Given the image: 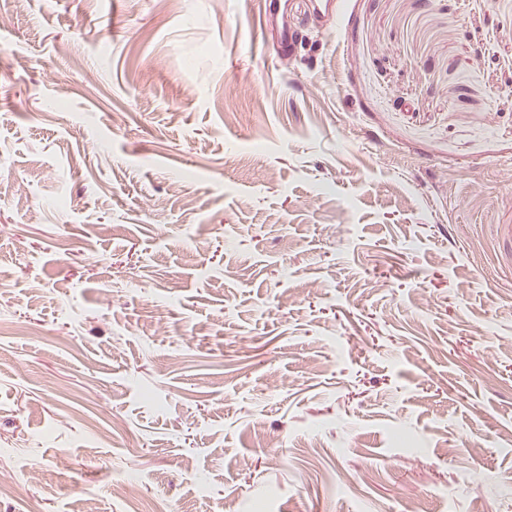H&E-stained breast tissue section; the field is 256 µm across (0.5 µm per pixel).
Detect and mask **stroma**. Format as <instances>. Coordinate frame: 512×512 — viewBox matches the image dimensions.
Wrapping results in <instances>:
<instances>
[{"label":"stroma","instance_id":"35a3bbf8","mask_svg":"<svg viewBox=\"0 0 512 512\" xmlns=\"http://www.w3.org/2000/svg\"><path fill=\"white\" fill-rule=\"evenodd\" d=\"M504 224L512 0H0V512H512Z\"/></svg>","mask_w":512,"mask_h":512}]
</instances>
